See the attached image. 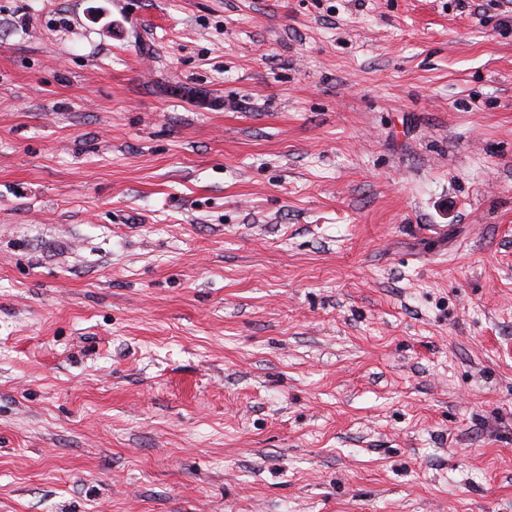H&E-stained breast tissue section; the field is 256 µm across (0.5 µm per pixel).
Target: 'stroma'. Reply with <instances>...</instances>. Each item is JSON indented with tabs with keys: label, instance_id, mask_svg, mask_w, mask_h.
<instances>
[{
	"label": "stroma",
	"instance_id": "35a3bbf8",
	"mask_svg": "<svg viewBox=\"0 0 512 512\" xmlns=\"http://www.w3.org/2000/svg\"><path fill=\"white\" fill-rule=\"evenodd\" d=\"M0 512H512V0H0Z\"/></svg>",
	"mask_w": 512,
	"mask_h": 512
}]
</instances>
